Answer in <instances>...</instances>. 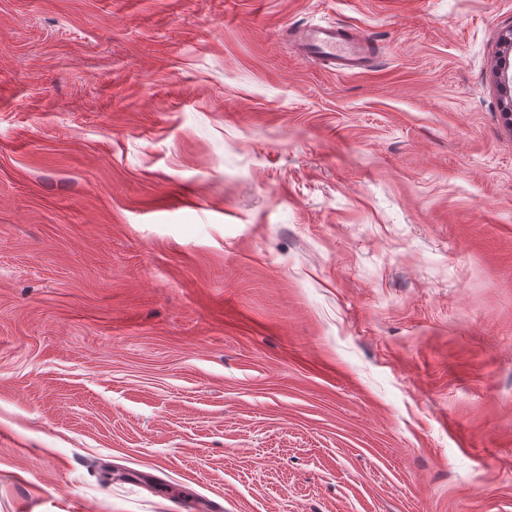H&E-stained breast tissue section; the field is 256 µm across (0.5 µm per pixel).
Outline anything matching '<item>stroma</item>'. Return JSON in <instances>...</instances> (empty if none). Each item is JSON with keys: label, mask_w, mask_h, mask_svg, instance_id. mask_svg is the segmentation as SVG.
Segmentation results:
<instances>
[{"label": "stroma", "mask_w": 512, "mask_h": 512, "mask_svg": "<svg viewBox=\"0 0 512 512\" xmlns=\"http://www.w3.org/2000/svg\"><path fill=\"white\" fill-rule=\"evenodd\" d=\"M510 28L0 0V512H512ZM289 30L305 57L333 72L363 70L372 56L371 45L346 28L305 25ZM502 45L504 47L503 52V60L502 65H500L499 71H498V79L499 84L502 88V91L506 95L508 102L505 107V112H503L504 120L506 121V125L509 128H512V90H511V73L510 76L508 74V68H509V56H511L512 52V29L510 28L508 31H506L502 35Z\"/></svg>", "instance_id": "1"}]
</instances>
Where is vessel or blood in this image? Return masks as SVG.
Wrapping results in <instances>:
<instances>
[{
	"label": "vessel or blood",
	"mask_w": 512,
	"mask_h": 512,
	"mask_svg": "<svg viewBox=\"0 0 512 512\" xmlns=\"http://www.w3.org/2000/svg\"><path fill=\"white\" fill-rule=\"evenodd\" d=\"M290 37L305 57L333 72L364 69L372 56L366 40L338 26L305 25L291 29Z\"/></svg>",
	"instance_id": "1"
}]
</instances>
